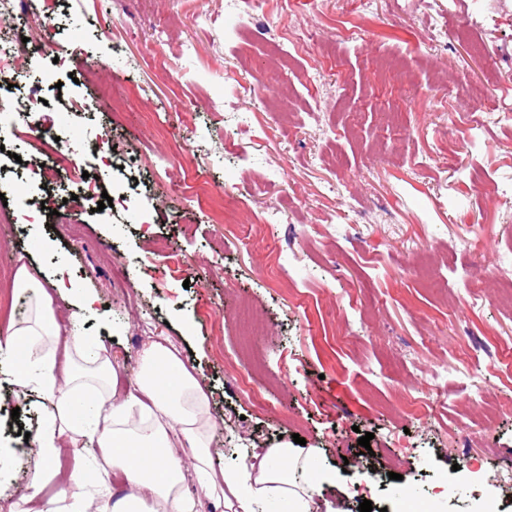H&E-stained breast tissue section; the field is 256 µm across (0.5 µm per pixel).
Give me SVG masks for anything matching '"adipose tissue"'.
Here are the masks:
<instances>
[{
	"instance_id": "adipose-tissue-1",
	"label": "adipose tissue",
	"mask_w": 512,
	"mask_h": 512,
	"mask_svg": "<svg viewBox=\"0 0 512 512\" xmlns=\"http://www.w3.org/2000/svg\"><path fill=\"white\" fill-rule=\"evenodd\" d=\"M15 285L30 298L31 317L0 332V360L10 361L16 391L37 389L50 403L31 438L45 463L72 448L99 449L135 489L121 512H198L191 481L224 512H265L274 498L286 512H313L325 480L318 449L283 444L256 464L215 470L211 437L218 423L200 382L170 348L152 343L135 370L136 392L117 393L105 349L77 336L62 340L35 277L20 273ZM62 345L73 358L59 371L54 355ZM184 445L191 450L187 465L180 454Z\"/></svg>"
}]
</instances>
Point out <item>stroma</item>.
Returning a JSON list of instances; mask_svg holds the SVG:
<instances>
[{"mask_svg":"<svg viewBox=\"0 0 512 512\" xmlns=\"http://www.w3.org/2000/svg\"><path fill=\"white\" fill-rule=\"evenodd\" d=\"M360 2L280 16L256 0L246 58L224 0H61L50 29L16 21L12 48L62 84L41 93L48 137L110 133L116 151L85 169L131 200L60 223L66 178L41 193L50 213L13 222L46 158L16 112L0 130V294L18 270L39 278L61 336L103 344L121 391L148 340H168L219 422L215 466L305 438L328 474L315 512H512V306L491 275L512 256V123L497 118L512 110V0ZM224 96L248 124L213 111ZM10 391L0 368V500L17 512L37 462L24 435L48 403Z\"/></svg>","mask_w":512,"mask_h":512,"instance_id":"obj_1","label":"stroma"}]
</instances>
